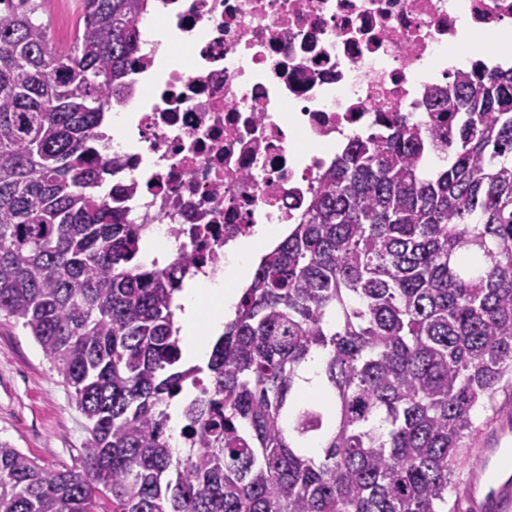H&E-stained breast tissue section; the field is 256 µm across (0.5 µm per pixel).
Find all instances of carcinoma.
<instances>
[{
    "mask_svg": "<svg viewBox=\"0 0 512 512\" xmlns=\"http://www.w3.org/2000/svg\"><path fill=\"white\" fill-rule=\"evenodd\" d=\"M147 7L83 0L63 47L41 0H0V316L89 421L81 469L0 442V512H448L475 409L512 369V69L431 91L455 138L440 167L402 123L351 141L188 366L180 280L101 195L120 169L105 105Z\"/></svg>",
    "mask_w": 512,
    "mask_h": 512,
    "instance_id": "carcinoma-1",
    "label": "carcinoma"
}]
</instances>
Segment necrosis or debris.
Listing matches in <instances>:
<instances>
[{
    "label": "necrosis or debris",
    "mask_w": 512,
    "mask_h": 512,
    "mask_svg": "<svg viewBox=\"0 0 512 512\" xmlns=\"http://www.w3.org/2000/svg\"><path fill=\"white\" fill-rule=\"evenodd\" d=\"M139 29L183 44L138 51L124 119L104 136L112 177L159 269L213 281L262 224H295L350 139L436 117L427 96L512 37V0H150Z\"/></svg>",
    "instance_id": "obj_1"
}]
</instances>
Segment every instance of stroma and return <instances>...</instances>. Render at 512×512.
<instances>
[{"instance_id":"1","label":"stroma","mask_w":512,"mask_h":512,"mask_svg":"<svg viewBox=\"0 0 512 512\" xmlns=\"http://www.w3.org/2000/svg\"><path fill=\"white\" fill-rule=\"evenodd\" d=\"M488 408L475 411L476 430L453 466L452 498L472 512L477 490L467 482L499 427ZM88 421L29 331L0 317V442L41 464L81 466Z\"/></svg>"}]
</instances>
